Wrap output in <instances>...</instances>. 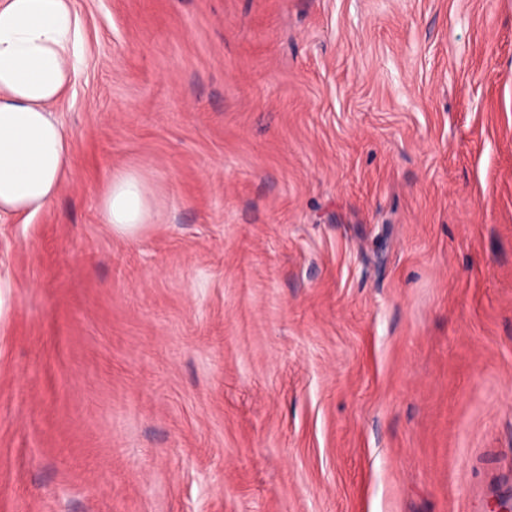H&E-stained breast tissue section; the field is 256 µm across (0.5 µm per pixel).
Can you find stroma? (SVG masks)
<instances>
[{
  "label": "stroma",
  "instance_id": "stroma-1",
  "mask_svg": "<svg viewBox=\"0 0 512 512\" xmlns=\"http://www.w3.org/2000/svg\"><path fill=\"white\" fill-rule=\"evenodd\" d=\"M73 7L70 173L0 217V512H498L512 0ZM143 177L132 171L111 174L100 199V209L112 232L133 238L150 215V196Z\"/></svg>",
  "mask_w": 512,
  "mask_h": 512
}]
</instances>
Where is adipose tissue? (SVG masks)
Instances as JSON below:
<instances>
[{"label": "adipose tissue", "mask_w": 512, "mask_h": 512, "mask_svg": "<svg viewBox=\"0 0 512 512\" xmlns=\"http://www.w3.org/2000/svg\"><path fill=\"white\" fill-rule=\"evenodd\" d=\"M79 29L72 0H0V215L37 212L69 174L71 136L51 107L74 82ZM100 209L134 237L150 215L143 177L111 174Z\"/></svg>", "instance_id": "ef3b65f1"}]
</instances>
